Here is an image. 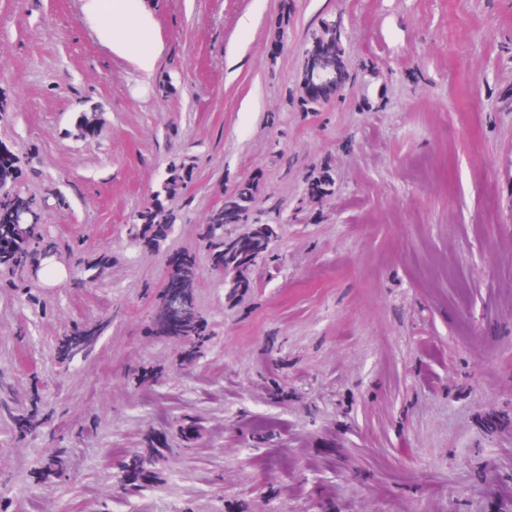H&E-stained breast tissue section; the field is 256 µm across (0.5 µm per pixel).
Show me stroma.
<instances>
[{
  "label": "stroma",
  "mask_w": 512,
  "mask_h": 512,
  "mask_svg": "<svg viewBox=\"0 0 512 512\" xmlns=\"http://www.w3.org/2000/svg\"><path fill=\"white\" fill-rule=\"evenodd\" d=\"M85 4L0 0V139L31 154L30 190L66 198L43 216L56 264L112 256L37 307L0 291V400L36 391L53 415L23 440L0 416L10 512H512V0H145L148 80L99 36L116 0ZM331 20L352 80L307 112L306 35ZM181 158L167 249L194 248L245 179L252 220L277 231L234 301L198 256L215 336L184 365L183 342L148 328L164 255L129 244ZM81 320L104 331L59 364ZM145 366L165 383L133 384ZM149 433L166 438L158 479L117 494ZM56 448L64 478L36 482ZM189 168L184 161L174 162L168 168L166 176L161 183L160 190L157 191L159 197H175L185 189L187 179L189 178ZM112 264V256L107 253L99 254L92 262L86 265L84 262H79L74 272V287L81 288L88 279L103 274V272L110 268Z\"/></svg>",
  "instance_id": "1"
}]
</instances>
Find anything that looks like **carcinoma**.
Listing matches in <instances>:
<instances>
[{
	"instance_id": "1",
	"label": "carcinoma",
	"mask_w": 512,
	"mask_h": 512,
	"mask_svg": "<svg viewBox=\"0 0 512 512\" xmlns=\"http://www.w3.org/2000/svg\"><path fill=\"white\" fill-rule=\"evenodd\" d=\"M328 44L331 54H343L341 42L336 40V30L330 23L313 30L306 41L305 50H310L316 40ZM28 158L16 152L6 142L0 140V274L8 279L0 281L1 288L14 286V277L21 276L40 264L46 254H57V243L41 224H30L20 218V214L39 215L46 203L54 199L58 204H66L65 197L58 192L30 191L24 182V171ZM189 178V168L183 161L171 164L161 183L158 196L175 197L185 189ZM256 187L250 180L239 182L228 194L231 205V223L240 224L249 219ZM177 222V214L157 202L136 211L130 225L133 244L139 248L159 249L168 240ZM276 231L270 224H256L247 235H240L224 222V214L209 215L199 231V246L205 252L211 277L228 288L231 296L241 289L250 287L247 273L259 260L269 256ZM196 255L191 251L182 254L181 263L168 270V280L172 287L160 291L158 303L151 316L150 328L169 334V311L176 305L182 306L181 325L178 335L185 339L182 352L185 363L196 359L210 344L213 333L197 313L193 300V281ZM112 256L99 254L92 262L77 264L74 272V287H82L88 280L103 274L110 268ZM99 329L92 325L77 323L67 333L57 348L59 362L65 364L78 355H88L94 347ZM9 419L15 437L25 438L32 431L48 424L41 413L40 397L35 393L28 405L16 412H9ZM61 449L57 448L41 464L37 475L49 480L58 473V458ZM154 458L136 453L130 457L125 470L141 472L149 478L158 475Z\"/></svg>"
}]
</instances>
